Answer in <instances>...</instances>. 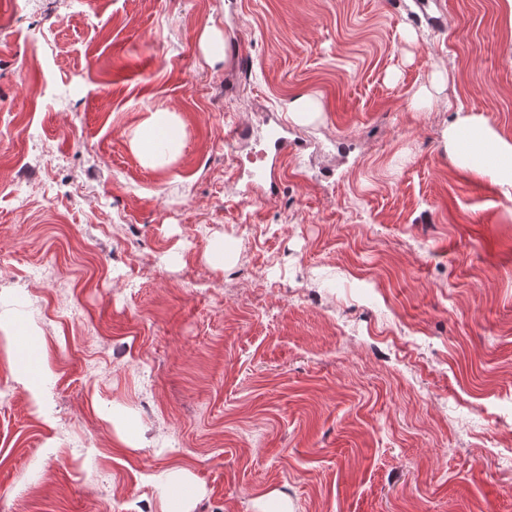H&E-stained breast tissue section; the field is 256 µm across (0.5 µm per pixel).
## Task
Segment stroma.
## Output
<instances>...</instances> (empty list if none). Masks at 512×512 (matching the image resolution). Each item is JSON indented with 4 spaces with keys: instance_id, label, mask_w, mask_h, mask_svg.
<instances>
[{
    "instance_id": "1",
    "label": "stroma",
    "mask_w": 512,
    "mask_h": 512,
    "mask_svg": "<svg viewBox=\"0 0 512 512\" xmlns=\"http://www.w3.org/2000/svg\"><path fill=\"white\" fill-rule=\"evenodd\" d=\"M504 14L0 0V313L41 343L0 351V512H512V202L442 139L458 103L512 137ZM288 111L293 120L299 123H311L320 114L314 99L309 95H300L293 99L288 104ZM175 114L171 112H153L135 130L131 140L133 148L149 167L162 166L176 159L179 140L170 139L164 147H156V141L164 139L176 130Z\"/></svg>"
}]
</instances>
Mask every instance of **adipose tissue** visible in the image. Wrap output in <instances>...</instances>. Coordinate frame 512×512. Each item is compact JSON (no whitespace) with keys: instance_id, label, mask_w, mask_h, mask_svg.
<instances>
[{"instance_id":"obj_1","label":"adipose tissue","mask_w":512,"mask_h":512,"mask_svg":"<svg viewBox=\"0 0 512 512\" xmlns=\"http://www.w3.org/2000/svg\"><path fill=\"white\" fill-rule=\"evenodd\" d=\"M174 120V113L154 112L135 130L131 143L145 165L156 167L175 160L178 142L170 137ZM443 141L452 165L490 179L512 200V139L460 105Z\"/></svg>"}]
</instances>
